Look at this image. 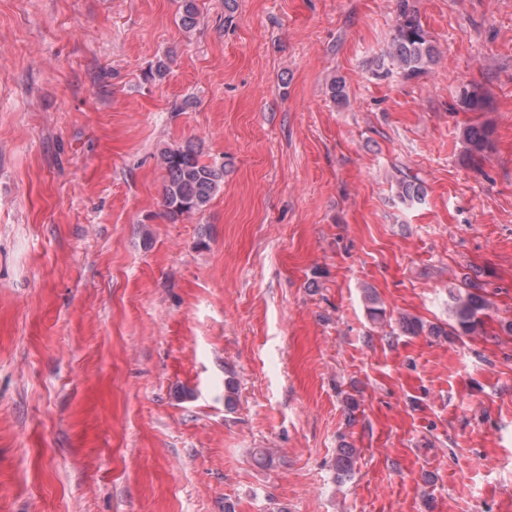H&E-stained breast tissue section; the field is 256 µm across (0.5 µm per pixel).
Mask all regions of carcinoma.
Segmentation results:
<instances>
[{"label": "carcinoma", "instance_id": "cac0c4a2", "mask_svg": "<svg viewBox=\"0 0 512 512\" xmlns=\"http://www.w3.org/2000/svg\"><path fill=\"white\" fill-rule=\"evenodd\" d=\"M182 11L179 22L183 29L193 30L199 22L197 0H181ZM389 58L393 66L406 78L414 77L426 69L435 58V48L428 39L420 21L407 5L400 4V13L392 39ZM459 104L465 112H486L490 110V96L479 87H465L461 91ZM491 127L469 125L463 129L466 156L473 160L484 156L492 148ZM158 161L166 172L163 188V203L167 214L177 218L205 210L224 184L225 165L206 162L202 159L199 144L188 140L176 148L165 147L158 153ZM400 194L410 201L424 196L421 185L407 179L399 182ZM454 321L450 329L441 326L430 328L435 336H470L477 333L482 324L481 315L487 308V300L477 292H466L454 297ZM356 449L346 442L336 448L337 478L344 479L352 474Z\"/></svg>", "mask_w": 512, "mask_h": 512}]
</instances>
